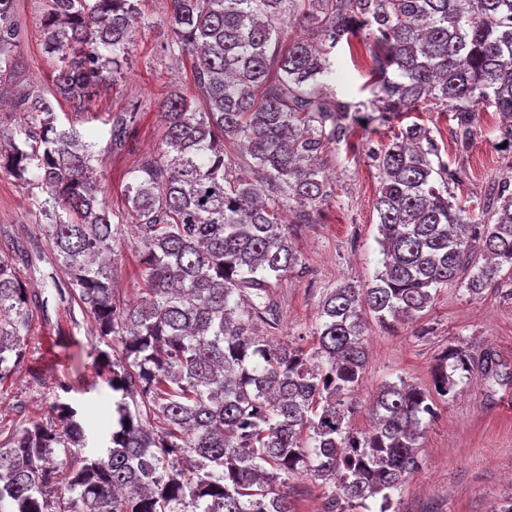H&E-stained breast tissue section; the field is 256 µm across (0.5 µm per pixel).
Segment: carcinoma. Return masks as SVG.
I'll return each instance as SVG.
<instances>
[{
	"instance_id": "cac0c4a2",
	"label": "carcinoma",
	"mask_w": 512,
	"mask_h": 512,
	"mask_svg": "<svg viewBox=\"0 0 512 512\" xmlns=\"http://www.w3.org/2000/svg\"><path fill=\"white\" fill-rule=\"evenodd\" d=\"M137 2L44 0L43 50L59 62L57 95L23 93L18 129L0 130V169L47 194L41 214L56 266L101 341L121 345L118 355L101 352L121 393L105 454L82 453L78 411L57 401L59 423L32 421L0 446V504L47 512L46 496L61 489L69 496L59 512H295L288 480L306 473L329 485L323 512H358L378 495L386 512L420 466L433 395L454 390L453 373L512 381L494 349L450 347L434 392L385 383L368 407L371 429H348L367 365V317L386 327L415 321L463 271L466 290L479 295L512 269V181L474 217L450 192L464 170L433 166L432 130L403 124L430 106L449 111L463 154L481 108L493 107L512 147V0H170V50L192 57L195 94L158 102L161 150L125 186L144 284L132 306L112 288V210L93 143L56 124L55 102L87 111L99 86L122 77L141 23ZM287 17L300 33L284 48ZM19 41L15 0H0L1 73L18 70ZM341 44L368 52L377 105L321 89L328 54ZM377 119L398 127L372 156L383 270L325 295L313 352L271 346L254 332L280 323L271 279L299 266L297 225L332 197L320 155L334 144L357 151L358 130ZM132 123L114 121L112 143L131 136ZM226 142L245 149L261 180L234 165ZM280 199L300 207L296 224L283 220ZM476 252L484 264L473 262ZM37 303L17 265L0 259V379L26 357Z\"/></svg>"
}]
</instances>
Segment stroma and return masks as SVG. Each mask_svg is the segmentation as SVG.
Returning a JSON list of instances; mask_svg holds the SVG:
<instances>
[{"label": "stroma", "instance_id": "35a3bbf8", "mask_svg": "<svg viewBox=\"0 0 512 512\" xmlns=\"http://www.w3.org/2000/svg\"><path fill=\"white\" fill-rule=\"evenodd\" d=\"M142 24L135 35L124 77L101 86L90 110L73 112L68 102L56 108L59 122H74L93 142L94 166L112 216L114 286L134 302L142 286L135 230L125 209L123 190L142 158L157 154L165 124L158 112L161 95L194 90L192 59L170 53V0H139ZM42 0H17L22 29L23 71L0 76V128L19 125L10 102L18 92L35 87L54 90V64L42 49L39 18ZM323 75L326 91L354 102H369L370 60L366 53L350 55L337 47ZM135 111L136 122L127 144L113 146L109 130L114 120ZM432 129L440 147V163L468 173L452 193L472 210L486 206L497 185L512 176V150L500 146L501 119L494 108L483 109L469 153H456L450 137L451 113L428 109L415 113ZM389 125L361 132L358 152L332 146L322 164L336 186L314 223L303 225L297 246L304 275L273 281L270 293L281 322L274 336L279 343L311 348L325 294L344 284L361 286L380 271L378 214L374 208L380 173L371 155L392 138ZM45 194L36 185L0 169V225L12 228L0 236V258L27 253V283L41 304L33 308L31 332L23 366L0 381V443L32 421L55 420L54 399L81 413L88 436V454L100 453L103 439L116 421L115 403L103 369L104 348L92 318L85 314L67 279L52 264L39 208ZM369 362L355 397L366 405L381 383L406 380L430 388L436 359L448 347L476 351L494 347L512 364V297L498 288L473 296L463 284L439 289L433 303L416 322L388 329L369 322L366 332ZM68 385L60 393V385ZM422 463L402 491L394 493L389 512H493L512 497V383L488 390L481 380H460L448 399L437 400L436 413L421 441Z\"/></svg>", "mask_w": 512, "mask_h": 512}]
</instances>
